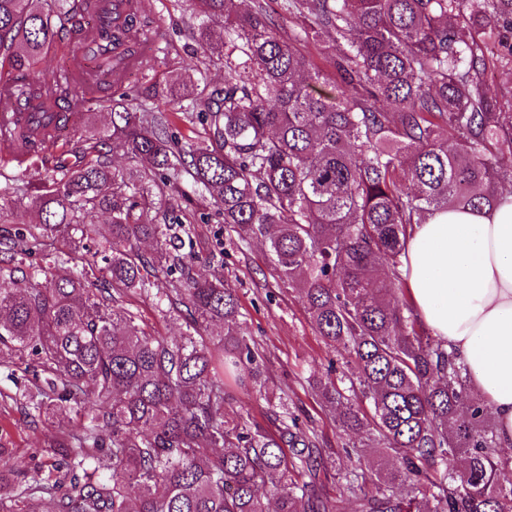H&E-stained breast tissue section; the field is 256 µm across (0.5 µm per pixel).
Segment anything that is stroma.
<instances>
[{
  "instance_id": "35a3bbf8",
  "label": "stroma",
  "mask_w": 512,
  "mask_h": 512,
  "mask_svg": "<svg viewBox=\"0 0 512 512\" xmlns=\"http://www.w3.org/2000/svg\"><path fill=\"white\" fill-rule=\"evenodd\" d=\"M142 11L164 30L157 52L181 64L194 63V44L186 31L189 14L171 0H141ZM494 54L484 80L489 96L512 95V26L499 21ZM199 274L224 276L237 290L241 321L255 342L259 371L256 388L235 392L226 406L260 426L271 429L278 415L291 411L314 426L320 445L335 455L338 469L350 467L343 446L360 442V435L343 431L337 418L320 408L309 383L325 376L336 355L316 336L297 289L283 283L273 269L267 248L246 231H231L224 224H194L190 227ZM44 426L29 425L20 404L0 400V443L13 448L15 470L33 473L42 459Z\"/></svg>"
}]
</instances>
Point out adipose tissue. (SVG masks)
I'll list each match as a JSON object with an SVG mask.
<instances>
[{"instance_id": "adipose-tissue-1", "label": "adipose tissue", "mask_w": 512, "mask_h": 512, "mask_svg": "<svg viewBox=\"0 0 512 512\" xmlns=\"http://www.w3.org/2000/svg\"><path fill=\"white\" fill-rule=\"evenodd\" d=\"M402 271L417 317L469 372L500 447H512V191L493 209L414 225Z\"/></svg>"}]
</instances>
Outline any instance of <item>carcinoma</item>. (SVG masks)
<instances>
[{
	"instance_id": "cac0c4a2",
	"label": "carcinoma",
	"mask_w": 512,
	"mask_h": 512,
	"mask_svg": "<svg viewBox=\"0 0 512 512\" xmlns=\"http://www.w3.org/2000/svg\"><path fill=\"white\" fill-rule=\"evenodd\" d=\"M83 2L0 0V82L69 104L44 145H85L78 161L32 168L0 193L1 222L26 199L37 213L0 239V364L32 374L22 405L46 425L47 448L22 477L0 443V508L512 512V481L501 479L512 456L496 450L487 402L397 292L413 225L435 211L490 209L512 181V97L493 101L484 83L485 50L496 22H512V0H282L296 24L286 35L266 0L247 11L240 0H192L197 64L139 112L111 83L91 98L77 79L47 88L35 70L59 34L82 46ZM153 26L136 13L130 43ZM330 32L333 80L303 51ZM130 56L148 72L168 64ZM215 64L222 83L204 77ZM92 103L110 110V126L96 125ZM177 112L191 135L174 131ZM112 143L126 163L111 160ZM212 212L266 240L315 334L354 365L346 390L320 380L312 390L343 430L374 426L391 467L337 472L299 416L271 433L224 410L257 379L241 372L256 356L237 291L197 276L175 246L178 228ZM53 234L61 245L48 250ZM39 250L42 261L27 262ZM382 261L391 276L379 281ZM162 277V313L186 320L170 341L123 306ZM330 475L332 503L318 493Z\"/></svg>"
}]
</instances>
